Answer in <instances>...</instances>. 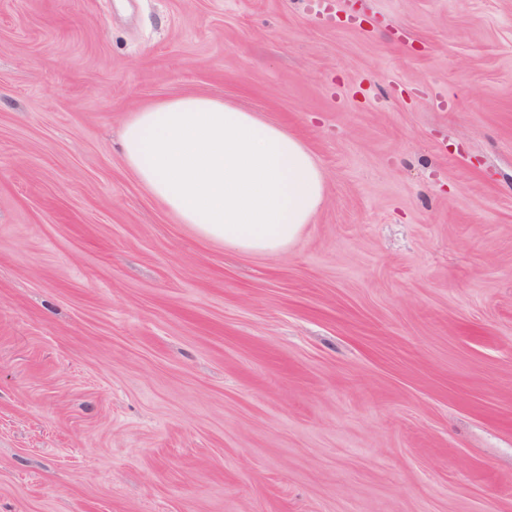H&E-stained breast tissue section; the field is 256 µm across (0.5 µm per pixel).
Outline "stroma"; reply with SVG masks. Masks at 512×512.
<instances>
[{
    "label": "stroma",
    "instance_id": "1",
    "mask_svg": "<svg viewBox=\"0 0 512 512\" xmlns=\"http://www.w3.org/2000/svg\"><path fill=\"white\" fill-rule=\"evenodd\" d=\"M185 94L316 157L288 250L126 167ZM0 512H512V0H0Z\"/></svg>",
    "mask_w": 512,
    "mask_h": 512
}]
</instances>
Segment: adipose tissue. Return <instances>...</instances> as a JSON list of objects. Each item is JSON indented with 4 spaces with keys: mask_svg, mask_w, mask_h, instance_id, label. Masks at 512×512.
I'll return each mask as SVG.
<instances>
[{
    "mask_svg": "<svg viewBox=\"0 0 512 512\" xmlns=\"http://www.w3.org/2000/svg\"><path fill=\"white\" fill-rule=\"evenodd\" d=\"M122 155L181 223L245 253L288 249L326 194L324 173L299 138L205 95L135 112L123 126Z\"/></svg>",
    "mask_w": 512,
    "mask_h": 512,
    "instance_id": "obj_1",
    "label": "adipose tissue"
}]
</instances>
